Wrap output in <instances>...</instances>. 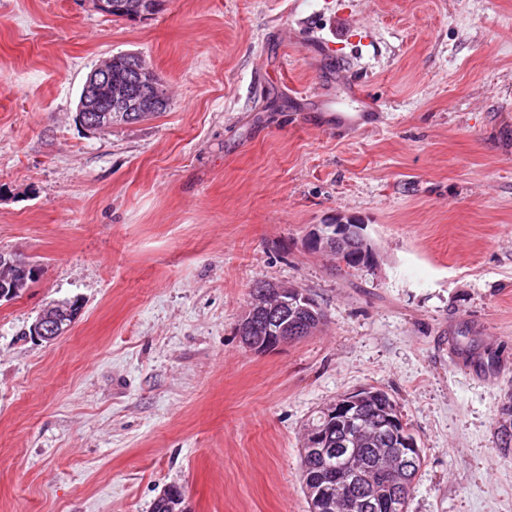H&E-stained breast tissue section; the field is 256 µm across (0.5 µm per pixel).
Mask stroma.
Here are the masks:
<instances>
[{
  "label": "stroma",
  "instance_id": "obj_1",
  "mask_svg": "<svg viewBox=\"0 0 512 512\" xmlns=\"http://www.w3.org/2000/svg\"><path fill=\"white\" fill-rule=\"evenodd\" d=\"M118 52L169 105L87 130ZM346 221L369 264L307 249ZM0 249L42 268L0 301V512H309L303 428L365 387L422 450L408 512H512V0H0ZM260 282L324 324L249 350ZM65 303L77 306V309L82 308V302L79 298L61 301L45 308L31 326L32 336L40 340L52 342L65 335L76 319L73 310ZM68 319H73V321L70 326L63 329L62 324L66 323Z\"/></svg>",
  "mask_w": 512,
  "mask_h": 512
}]
</instances>
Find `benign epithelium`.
<instances>
[{
  "label": "benign epithelium",
  "instance_id": "benign-epithelium-1",
  "mask_svg": "<svg viewBox=\"0 0 512 512\" xmlns=\"http://www.w3.org/2000/svg\"><path fill=\"white\" fill-rule=\"evenodd\" d=\"M112 77L94 69L87 77L82 98V121L91 128L100 125H112L113 122L127 118V113L152 112L156 106L155 97L149 95L130 100L126 95L112 93L109 86ZM365 240L357 224H325L314 231L306 245L312 251H337L345 254L354 239ZM35 266L20 254L0 250V300L12 299L16 288L26 283V276ZM311 298L301 289L281 286L263 290L253 296L245 311L241 325L240 338L252 351L263 352L298 339L299 330L288 329V313H300L310 310ZM75 318L70 306L57 303L40 312L32 324V335L40 340L52 342L66 334L62 324ZM381 394L375 388H362L340 395L323 407L326 425L310 431L309 452L320 455L335 454L339 442L331 435L329 425L344 420L351 423L357 434L376 432L384 441L395 447V453L388 457V466L394 475V499L404 502L411 496L415 485V474L423 463L417 439L402 417L396 412H388L381 422H374L361 408L366 399H379Z\"/></svg>",
  "mask_w": 512,
  "mask_h": 512
}]
</instances>
